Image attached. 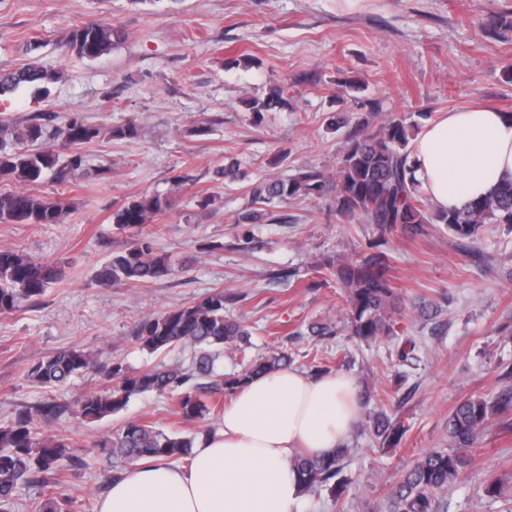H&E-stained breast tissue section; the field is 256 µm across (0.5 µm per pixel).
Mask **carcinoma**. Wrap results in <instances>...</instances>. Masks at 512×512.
<instances>
[{
    "instance_id": "obj_1",
    "label": "carcinoma",
    "mask_w": 512,
    "mask_h": 512,
    "mask_svg": "<svg viewBox=\"0 0 512 512\" xmlns=\"http://www.w3.org/2000/svg\"><path fill=\"white\" fill-rule=\"evenodd\" d=\"M117 37L114 24L89 21L70 30L65 47L78 58L97 59L112 50ZM55 81L54 73L36 63L0 71V97L20 87L44 95ZM288 104V87L284 85L271 88L263 98L244 101L256 122L263 113L283 109ZM371 119L373 116H365L357 122L334 173L309 166L290 177L252 184L249 206L240 214L238 223L278 220L270 207L287 198L328 197L329 207L337 215L358 216L384 232L442 224L469 253L474 252L473 243L485 225L512 224V183L458 210L434 208L411 177L409 126L401 119H391L373 131ZM137 136L138 127L132 119L105 128L86 122L77 113L60 126L42 123L37 117L19 123L0 117V181L38 185L48 178L66 186L79 174L104 178L111 168L105 164L89 165L80 146L101 137L122 141ZM213 177L225 184L242 180L245 174L239 162L232 160L215 167ZM175 204V198L157 192L129 197L113 208L112 224L131 233L134 242L112 253L98 274L100 285L149 283L172 274L173 268L165 257L156 254L154 242L143 233V228ZM69 208L70 202L62 197L39 198L18 190L0 192V224H58ZM382 246L380 237L369 240L358 257H328L321 261L320 268L330 270L343 289L344 324L349 335L367 344L383 337L393 339L399 361L406 363L414 359L417 342L395 330L401 298L392 285L389 255ZM61 275L56 266L19 250H0V316L36 301ZM233 300L234 296L215 289L195 303L148 315L137 324L136 339L150 354L190 347L191 365L187 369L180 365H155L133 370L120 361L100 366L88 351L72 345L34 361L26 368L25 376L32 383L51 387L63 386L91 370L107 377L111 385L102 390H87L72 409V414L82 421L96 422L118 415L131 398L152 392L176 397L178 415L185 420L219 416L224 411V397L234 394L247 379L286 369L292 363L288 353L277 351L249 358L238 373L217 371L216 363L224 349L245 356L251 345L246 328L225 312V304ZM402 407L403 402L399 401L391 412L381 411L373 416L370 429L378 445L396 446L405 436ZM60 411L58 404L45 402L35 411L17 410L7 424L0 425V512H12L19 489L28 485L49 489L33 512H76L79 508V496L54 495L60 485L58 476L69 459L70 438L58 433L46 435L35 422L37 416L49 419ZM511 414V385L491 398L471 395L461 399L448 416V449L429 448L419 453L402 470L386 502L377 505L378 512H441L445 494L465 476L471 462L470 450L482 431L493 419L509 426L505 417ZM195 444V438L168 433L147 420H130L111 434L90 442V447L106 448L113 458L132 463L145 458H187ZM347 451L343 447L329 455H298L292 461L304 491L326 489L341 512L354 483L343 470L342 460ZM508 490L504 480L493 474L481 484L482 495L487 498H504Z\"/></svg>"
}]
</instances>
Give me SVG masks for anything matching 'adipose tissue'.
Masks as SVG:
<instances>
[{
  "label": "adipose tissue",
  "mask_w": 512,
  "mask_h": 512,
  "mask_svg": "<svg viewBox=\"0 0 512 512\" xmlns=\"http://www.w3.org/2000/svg\"><path fill=\"white\" fill-rule=\"evenodd\" d=\"M412 176L440 210L463 208L512 181V116L488 105L440 113L417 135ZM360 398L346 373L288 368L249 381L225 405L189 464L142 459L102 495L97 512H303L296 453L342 447Z\"/></svg>",
  "instance_id": "1"
}]
</instances>
